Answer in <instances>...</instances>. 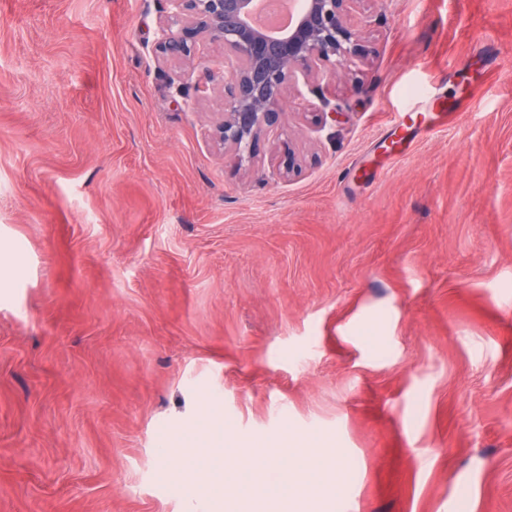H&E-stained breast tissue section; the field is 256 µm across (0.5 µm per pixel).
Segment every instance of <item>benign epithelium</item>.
Masks as SVG:
<instances>
[{
    "label": "benign epithelium",
    "mask_w": 512,
    "mask_h": 512,
    "mask_svg": "<svg viewBox=\"0 0 512 512\" xmlns=\"http://www.w3.org/2000/svg\"><path fill=\"white\" fill-rule=\"evenodd\" d=\"M159 20L157 59L166 63H205L200 43L224 48V70L205 67L208 81L222 86L224 110L212 125L213 143L237 167L258 163L256 146L282 126L286 91L298 77L334 82L349 75L348 63L372 54L361 19L366 0H298L285 33H263L251 23L256 0H167ZM287 164L273 170L285 179L300 168L291 141L278 146Z\"/></svg>",
    "instance_id": "benign-epithelium-1"
}]
</instances>
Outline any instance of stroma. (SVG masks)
Listing matches in <instances>:
<instances>
[{"label":"stroma","mask_w":512,"mask_h":512,"mask_svg":"<svg viewBox=\"0 0 512 512\" xmlns=\"http://www.w3.org/2000/svg\"><path fill=\"white\" fill-rule=\"evenodd\" d=\"M168 9L0 0V512H224L228 429L343 448L310 512H512V0H379L250 171ZM275 150L279 153H282L285 161L288 160V162L283 166L282 169L280 168V165L278 166V169H273V176H276L278 179L289 178L290 174L295 172V169L298 170L301 167L299 163L301 162L299 152H297L296 148L290 140L283 141L278 147L275 148Z\"/></svg>","instance_id":"stroma-1"}]
</instances>
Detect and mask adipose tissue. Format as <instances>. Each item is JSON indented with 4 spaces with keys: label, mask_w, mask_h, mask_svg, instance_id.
<instances>
[{
    "label": "adipose tissue",
    "mask_w": 512,
    "mask_h": 512,
    "mask_svg": "<svg viewBox=\"0 0 512 512\" xmlns=\"http://www.w3.org/2000/svg\"><path fill=\"white\" fill-rule=\"evenodd\" d=\"M205 466L221 468L225 483L238 489L237 495L226 499V512H246L247 504L256 498L277 503L286 512L309 497L314 485L338 491L348 476L341 449L329 441L311 444L292 432L261 447L225 434L223 453L219 459L206 460Z\"/></svg>",
    "instance_id": "adipose-tissue-1"
}]
</instances>
